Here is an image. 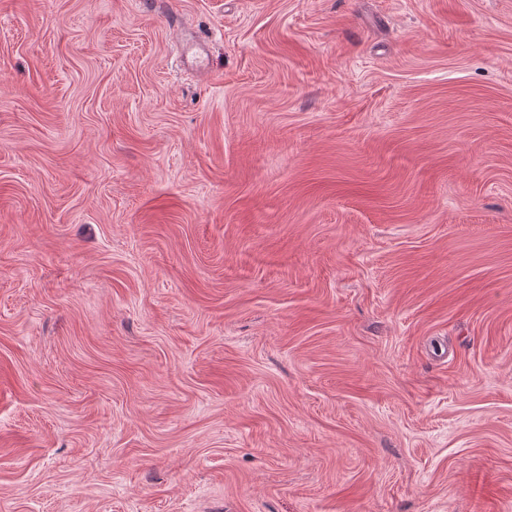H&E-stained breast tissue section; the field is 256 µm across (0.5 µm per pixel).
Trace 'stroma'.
Instances as JSON below:
<instances>
[{
	"label": "stroma",
	"instance_id": "35a3bbf8",
	"mask_svg": "<svg viewBox=\"0 0 512 512\" xmlns=\"http://www.w3.org/2000/svg\"><path fill=\"white\" fill-rule=\"evenodd\" d=\"M0 512H512V0H0Z\"/></svg>",
	"mask_w": 512,
	"mask_h": 512
}]
</instances>
